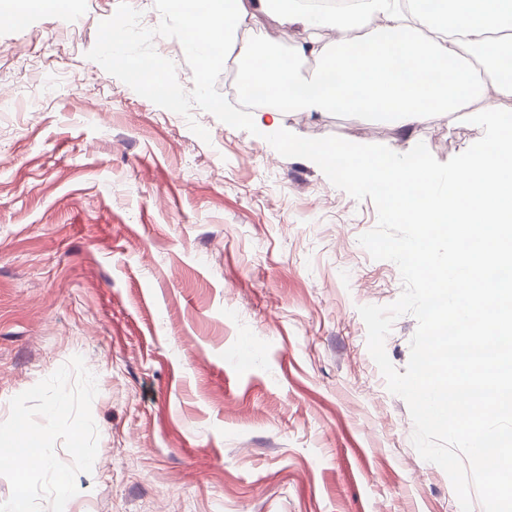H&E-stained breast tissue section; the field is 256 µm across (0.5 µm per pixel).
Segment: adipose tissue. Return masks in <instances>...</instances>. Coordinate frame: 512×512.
Listing matches in <instances>:
<instances>
[{
    "label": "adipose tissue",
    "mask_w": 512,
    "mask_h": 512,
    "mask_svg": "<svg viewBox=\"0 0 512 512\" xmlns=\"http://www.w3.org/2000/svg\"><path fill=\"white\" fill-rule=\"evenodd\" d=\"M176 2L204 72L251 17L247 0ZM258 5L285 28L337 32L336 40L310 38L276 56L254 54L248 42L238 46L251 65L253 85L274 101L271 115L355 112L406 134L433 112L465 116L475 100L512 99V57L482 70L462 54L496 37L512 41V0H433L429 9L417 0H355L344 13H315L304 0ZM310 58L315 69L301 75L300 62ZM482 117L488 140L449 174L422 156L397 165L345 142L313 146L287 134L280 142L282 150L314 156L340 180L371 182L391 218L413 225L402 251L430 290L429 342L419 364L422 396L453 405V418L440 426L464 440L481 415L512 413V387L496 385L512 379V360L500 357L503 346H512V279L495 276L512 268V242L499 235L502 224L512 223V113L494 104ZM439 240L453 249L456 263L435 250ZM457 345L481 355L486 395L480 401L467 395L470 363L448 361L449 347ZM476 455L487 470L490 495L512 496V434L482 428Z\"/></svg>",
    "instance_id": "adipose-tissue-1"
}]
</instances>
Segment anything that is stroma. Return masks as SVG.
Segmentation results:
<instances>
[{
    "mask_svg": "<svg viewBox=\"0 0 512 512\" xmlns=\"http://www.w3.org/2000/svg\"><path fill=\"white\" fill-rule=\"evenodd\" d=\"M118 2L72 0L74 29L0 19V422L79 355L98 450L64 512H460L367 348L359 306L402 291L359 242L373 201L87 59ZM305 36L261 12L237 33ZM283 123L442 170L487 137L444 112L409 138L349 112Z\"/></svg>",
    "mask_w": 512,
    "mask_h": 512,
    "instance_id": "35a3bbf8",
    "label": "stroma"
}]
</instances>
